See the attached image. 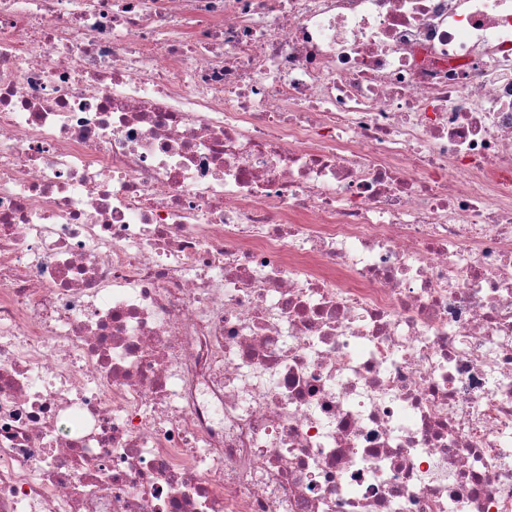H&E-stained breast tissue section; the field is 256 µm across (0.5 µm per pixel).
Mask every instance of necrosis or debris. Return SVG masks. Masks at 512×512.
<instances>
[{
    "mask_svg": "<svg viewBox=\"0 0 512 512\" xmlns=\"http://www.w3.org/2000/svg\"><path fill=\"white\" fill-rule=\"evenodd\" d=\"M0 512H512V0H0Z\"/></svg>",
    "mask_w": 512,
    "mask_h": 512,
    "instance_id": "4bbe7bcc",
    "label": "necrosis or debris"
}]
</instances>
